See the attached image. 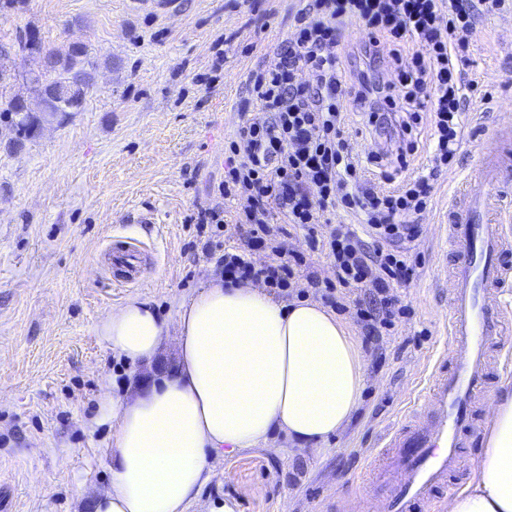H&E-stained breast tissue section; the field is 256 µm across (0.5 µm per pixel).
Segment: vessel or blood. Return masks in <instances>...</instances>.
Returning <instances> with one entry per match:
<instances>
[{"mask_svg":"<svg viewBox=\"0 0 512 512\" xmlns=\"http://www.w3.org/2000/svg\"><path fill=\"white\" fill-rule=\"evenodd\" d=\"M512 156L499 146L488 149L478 181L467 182L462 200L448 205V244L456 256L446 328L448 347L426 373L424 418L402 425L385 437L391 463L377 470L371 487L394 484L378 512H418L435 494H454L448 472L459 450L475 432L472 403L485 392L489 356L512 343L494 288L512 276L504 261L512 253V210L496 191Z\"/></svg>","mask_w":512,"mask_h":512,"instance_id":"obj_1","label":"vessel or blood"}]
</instances>
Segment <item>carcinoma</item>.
Returning a JSON list of instances; mask_svg holds the SVG:
<instances>
[{
	"label": "carcinoma",
	"mask_w": 512,
	"mask_h": 512,
	"mask_svg": "<svg viewBox=\"0 0 512 512\" xmlns=\"http://www.w3.org/2000/svg\"><path fill=\"white\" fill-rule=\"evenodd\" d=\"M22 44L23 48L42 56L44 71L53 74V79L43 81L38 76L30 79L42 103L39 112L22 109L21 96L0 92V118L7 119L15 130V138L8 144L12 150H18L24 142L34 139L44 119L66 117L79 111L92 81L91 73L85 67L87 51L83 43L74 42L63 53L44 48L41 38L30 34Z\"/></svg>",
	"instance_id": "carcinoma-1"
}]
</instances>
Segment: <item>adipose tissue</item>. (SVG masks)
Segmentation results:
<instances>
[{
	"instance_id": "ef3b65f1",
	"label": "adipose tissue",
	"mask_w": 512,
	"mask_h": 512,
	"mask_svg": "<svg viewBox=\"0 0 512 512\" xmlns=\"http://www.w3.org/2000/svg\"><path fill=\"white\" fill-rule=\"evenodd\" d=\"M100 334L134 365L173 335L177 359L134 394L106 397L112 481L94 512H188L225 450L265 447L276 432L316 450L360 406L358 340L313 300L285 303L216 276L180 303L175 322L135 297L102 320ZM485 448L478 480L449 512H512V395L494 399Z\"/></svg>"
}]
</instances>
